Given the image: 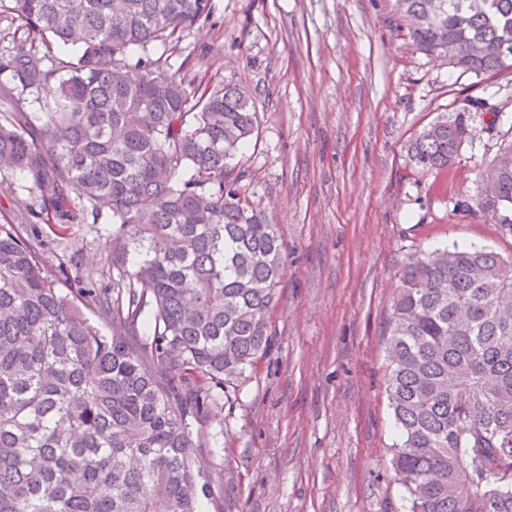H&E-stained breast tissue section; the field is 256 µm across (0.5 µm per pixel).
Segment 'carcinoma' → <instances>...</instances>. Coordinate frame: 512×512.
Listing matches in <instances>:
<instances>
[{
    "instance_id": "obj_1",
    "label": "carcinoma",
    "mask_w": 512,
    "mask_h": 512,
    "mask_svg": "<svg viewBox=\"0 0 512 512\" xmlns=\"http://www.w3.org/2000/svg\"><path fill=\"white\" fill-rule=\"evenodd\" d=\"M471 2L393 7L418 19L408 36L421 52L477 76L511 70L512 0ZM211 12L212 0H0L40 40L0 71L45 92L39 125L16 101L0 113V170L23 172L34 198L0 223V512H198L211 494L198 425L265 349L284 267L275 225L229 165L257 134L252 96L148 53ZM55 42L75 51L57 57ZM480 106L438 116L410 160L452 166ZM480 176L497 194L478 211L511 227L512 145ZM73 197L116 225L112 287L76 289L110 336L42 260L36 225L73 222ZM386 335L405 512H512V258L455 246L407 262Z\"/></svg>"
}]
</instances>
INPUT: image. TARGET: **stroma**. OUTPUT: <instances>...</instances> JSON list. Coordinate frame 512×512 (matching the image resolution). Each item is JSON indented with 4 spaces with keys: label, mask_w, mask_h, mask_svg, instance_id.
Wrapping results in <instances>:
<instances>
[{
    "label": "stroma",
    "mask_w": 512,
    "mask_h": 512,
    "mask_svg": "<svg viewBox=\"0 0 512 512\" xmlns=\"http://www.w3.org/2000/svg\"><path fill=\"white\" fill-rule=\"evenodd\" d=\"M208 21L152 57L255 101L257 138L233 160L244 200L275 224L284 270L268 342L200 426L211 496L200 512H403L384 392L385 332L405 262L439 247L512 258V229L476 207L479 174L512 143V70L481 79L425 56L392 0H214ZM485 99L452 169L410 140ZM63 290L111 287L112 226H42Z\"/></svg>",
    "instance_id": "obj_1"
}]
</instances>
